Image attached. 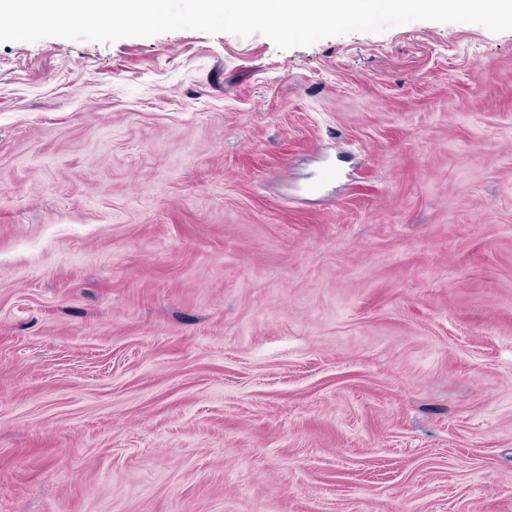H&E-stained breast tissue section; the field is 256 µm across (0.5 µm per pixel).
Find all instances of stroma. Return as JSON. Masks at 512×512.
I'll return each mask as SVG.
<instances>
[{
    "mask_svg": "<svg viewBox=\"0 0 512 512\" xmlns=\"http://www.w3.org/2000/svg\"><path fill=\"white\" fill-rule=\"evenodd\" d=\"M0 512H512V32L0 43Z\"/></svg>",
    "mask_w": 512,
    "mask_h": 512,
    "instance_id": "35a3bbf8",
    "label": "stroma"
}]
</instances>
